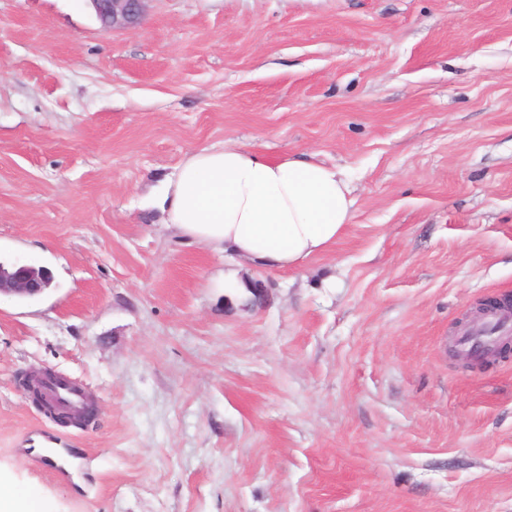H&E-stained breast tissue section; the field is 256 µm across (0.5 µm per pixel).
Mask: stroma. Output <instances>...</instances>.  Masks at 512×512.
<instances>
[{
    "label": "stroma",
    "mask_w": 512,
    "mask_h": 512,
    "mask_svg": "<svg viewBox=\"0 0 512 512\" xmlns=\"http://www.w3.org/2000/svg\"><path fill=\"white\" fill-rule=\"evenodd\" d=\"M306 153L355 204L324 253L240 267L164 222L201 148ZM0 490L43 512H512V359L448 336L512 295V0H0ZM258 278L264 307L228 282ZM97 402L60 426L18 375ZM34 425L91 461H28ZM149 0H90L104 32L139 26ZM4 266L0 265V297L30 299L41 295L50 285L49 272L43 267L13 264L9 270ZM489 317H498L507 320L512 317V298L497 296L485 297L471 309L465 321L461 322L459 329L481 322ZM449 351L463 367L481 370L495 364L496 362L498 363L501 360H506L510 355L512 356V338L510 337L500 340L493 349L481 358L477 359L476 362L465 357L464 354L457 352L455 336L451 337Z\"/></svg>",
    "instance_id": "1"
}]
</instances>
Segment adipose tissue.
Wrapping results in <instances>:
<instances>
[{
  "instance_id": "ef3b65f1",
  "label": "adipose tissue",
  "mask_w": 512,
  "mask_h": 512,
  "mask_svg": "<svg viewBox=\"0 0 512 512\" xmlns=\"http://www.w3.org/2000/svg\"><path fill=\"white\" fill-rule=\"evenodd\" d=\"M355 200L344 172L304 154L277 160L223 145L198 150L165 190L167 222L243 265L299 267L335 242Z\"/></svg>"
}]
</instances>
